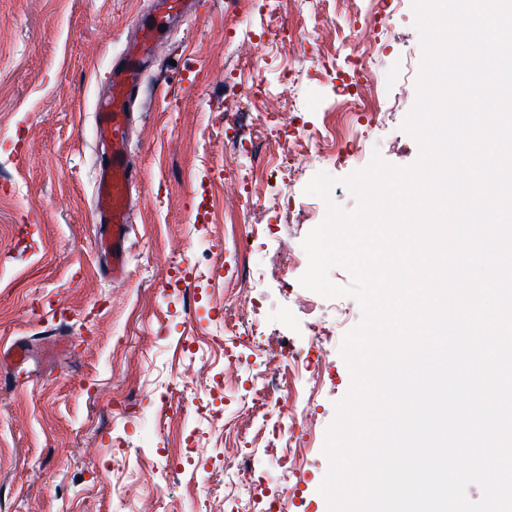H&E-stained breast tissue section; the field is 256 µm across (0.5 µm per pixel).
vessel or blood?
I'll list each match as a JSON object with an SVG mask.
<instances>
[{"label":"vessel or blood","instance_id":"obj_1","mask_svg":"<svg viewBox=\"0 0 512 512\" xmlns=\"http://www.w3.org/2000/svg\"><path fill=\"white\" fill-rule=\"evenodd\" d=\"M140 60H130L120 75L109 105L98 119V134L112 145L110 160L99 173L96 186L95 217L105 232L99 239L101 248L110 251L112 279L119 282L127 274L129 235V193L133 173L127 164L126 131L129 119L127 102L138 86Z\"/></svg>","mask_w":512,"mask_h":512}]
</instances>
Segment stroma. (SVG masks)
<instances>
[{
  "label": "stroma",
  "instance_id": "obj_1",
  "mask_svg": "<svg viewBox=\"0 0 512 512\" xmlns=\"http://www.w3.org/2000/svg\"><path fill=\"white\" fill-rule=\"evenodd\" d=\"M160 0H0V350L22 344V366L0 358V512H265L225 473L252 468L282 512H329L318 492L335 405L351 375L339 339L326 348L323 390L307 401L287 359L269 366L256 343L308 349V326L361 319L356 300L303 288L307 259L269 275L281 242L301 245L354 198L305 194L317 174L343 178L373 152L414 164L401 125L417 98L421 47L412 0H187L130 104L128 274L113 282L92 221L109 148L95 107L112 91L140 24ZM371 46L386 120L365 126L340 103ZM267 88L255 110L270 146L282 115L308 129L307 156L257 166L234 150L224 87ZM247 315L225 324L224 306ZM237 370L224 375L225 354ZM275 372L271 417L314 413L307 460L287 474L264 452L242 404L254 376Z\"/></svg>",
  "mask_w": 512,
  "mask_h": 512
}]
</instances>
